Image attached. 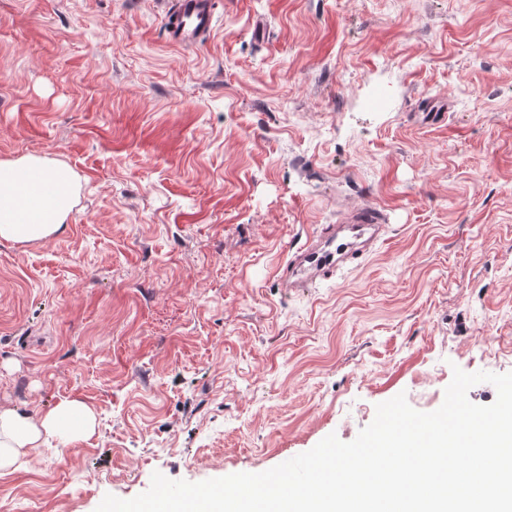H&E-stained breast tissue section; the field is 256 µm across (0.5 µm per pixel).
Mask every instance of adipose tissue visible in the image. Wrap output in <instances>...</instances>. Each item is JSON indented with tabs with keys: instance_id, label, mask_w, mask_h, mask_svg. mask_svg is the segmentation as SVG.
<instances>
[{
	"instance_id": "ef3b65f1",
	"label": "adipose tissue",
	"mask_w": 512,
	"mask_h": 512,
	"mask_svg": "<svg viewBox=\"0 0 512 512\" xmlns=\"http://www.w3.org/2000/svg\"><path fill=\"white\" fill-rule=\"evenodd\" d=\"M73 186L60 165L39 156L0 161V238L30 242L49 237L72 209ZM94 429V411L79 400H64L48 411L0 407V475L51 438Z\"/></svg>"
}]
</instances>
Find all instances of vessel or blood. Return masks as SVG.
Wrapping results in <instances>:
<instances>
[{
    "instance_id": "1",
    "label": "vessel or blood",
    "mask_w": 512,
    "mask_h": 512,
    "mask_svg": "<svg viewBox=\"0 0 512 512\" xmlns=\"http://www.w3.org/2000/svg\"><path fill=\"white\" fill-rule=\"evenodd\" d=\"M215 0H173L165 9L167 42L176 48L205 45L215 30ZM385 235L380 209L358 205L347 210L338 224L287 253L277 271L281 288L293 291L335 278L355 260L365 257Z\"/></svg>"
}]
</instances>
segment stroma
<instances>
[{"instance_id":"1","label":"stroma","mask_w":512,"mask_h":512,"mask_svg":"<svg viewBox=\"0 0 512 512\" xmlns=\"http://www.w3.org/2000/svg\"><path fill=\"white\" fill-rule=\"evenodd\" d=\"M217 2L180 50L159 0H0V160L75 188L59 232L0 239V406L96 418L0 476V512L261 472L512 372V0ZM356 204L384 242L285 293Z\"/></svg>"}]
</instances>
